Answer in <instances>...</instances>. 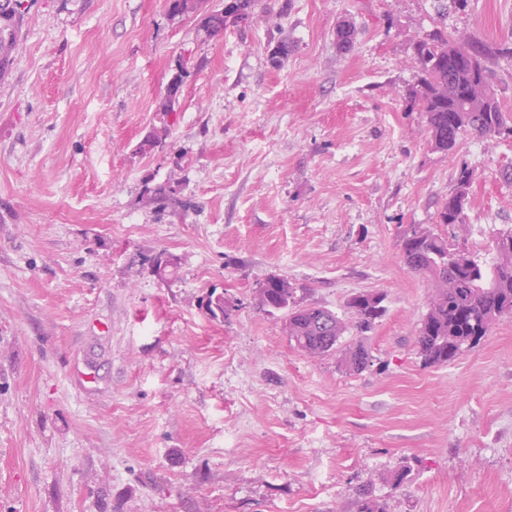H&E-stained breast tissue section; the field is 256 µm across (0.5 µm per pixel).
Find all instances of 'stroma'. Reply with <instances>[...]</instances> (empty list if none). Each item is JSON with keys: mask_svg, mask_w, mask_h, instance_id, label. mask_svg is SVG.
<instances>
[{"mask_svg": "<svg viewBox=\"0 0 512 512\" xmlns=\"http://www.w3.org/2000/svg\"><path fill=\"white\" fill-rule=\"evenodd\" d=\"M200 19L166 0L25 17L0 83V512H357L364 488L387 512H512V318L424 365L431 284L399 248L463 164L459 241L490 264L512 229V139L435 151L404 100L439 28L503 48L489 66L512 115V0H259L211 38ZM170 180L158 208L144 190ZM162 253L173 279L151 271ZM273 274L342 317L385 293L377 326L343 338L371 367L294 348L256 299ZM213 289L227 320L198 308Z\"/></svg>", "mask_w": 512, "mask_h": 512, "instance_id": "obj_1", "label": "stroma"}]
</instances>
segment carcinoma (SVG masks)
<instances>
[{
    "label": "carcinoma",
    "instance_id": "carcinoma-1",
    "mask_svg": "<svg viewBox=\"0 0 512 512\" xmlns=\"http://www.w3.org/2000/svg\"><path fill=\"white\" fill-rule=\"evenodd\" d=\"M33 0H0V82L11 75L16 61L22 27ZM202 0H168L175 15L197 13ZM255 0H237V4L202 15L200 30L207 37L223 34L224 29L248 19ZM490 45L465 36L451 37L436 29L414 44L419 66L417 84L407 92L410 110L421 112L431 147L439 152H455L463 137L474 134L484 139L512 138V118L503 111L499 98L489 103L472 94L479 79L493 88L487 60ZM182 85L177 73L166 89L160 106L171 114ZM474 172L466 166L456 173V188L438 213V223L453 227L462 223L468 204ZM494 248L496 261L488 266L467 249L454 243L445 233L431 228L406 233L400 250L406 266L427 275L432 293L426 314L420 320L416 343L423 362L441 366L455 360L473 347L493 325L512 318V229L501 233ZM178 258L158 256L152 272L162 279L177 273ZM295 288L288 277L271 275L257 289L259 306L271 315L280 314L284 330L295 347L309 357L338 352L341 366L361 373L372 362L368 347L361 341L342 344L349 327L365 333L385 315L386 296L364 291L346 302L349 319L319 306H301L294 298ZM199 307L213 320H226L232 306L224 293L211 290ZM358 512H386L384 504L367 489L362 490Z\"/></svg>",
    "mask_w": 512,
    "mask_h": 512
}]
</instances>
